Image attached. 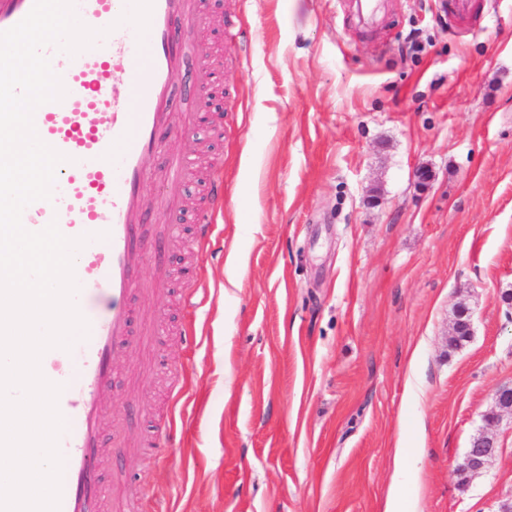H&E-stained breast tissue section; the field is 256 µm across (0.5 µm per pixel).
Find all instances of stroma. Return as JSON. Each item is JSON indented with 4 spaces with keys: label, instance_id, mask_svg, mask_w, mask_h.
<instances>
[{
    "label": "stroma",
    "instance_id": "stroma-1",
    "mask_svg": "<svg viewBox=\"0 0 512 512\" xmlns=\"http://www.w3.org/2000/svg\"><path fill=\"white\" fill-rule=\"evenodd\" d=\"M245 0L198 33L234 109L163 138L215 164L223 212L151 251L112 383L113 499L146 512H497L512 422L481 476L456 472L512 383V0ZM205 303L193 313L183 285ZM473 331L448 345L457 303ZM174 440L157 453L147 434Z\"/></svg>",
    "mask_w": 512,
    "mask_h": 512
}]
</instances>
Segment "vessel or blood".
I'll use <instances>...</instances> for the list:
<instances>
[{"label": "vessel or blood", "instance_id": "b4317fda", "mask_svg": "<svg viewBox=\"0 0 512 512\" xmlns=\"http://www.w3.org/2000/svg\"><path fill=\"white\" fill-rule=\"evenodd\" d=\"M34 0H0V31L18 24ZM128 0H76L86 25L105 30L99 45L69 58L59 75L66 89L61 101L48 102L34 114L40 139L67 155L56 170L54 195L23 212L31 231L57 221L75 238L95 236L77 258L76 303L90 326L89 341L75 345L80 373L70 379L60 369L59 350L47 351L41 369L61 384L58 408L70 428L59 437L65 460L60 512H106L107 460L120 454L121 442L106 444L104 434L116 409L106 390L116 361L132 342L133 301L143 285L142 270L156 242L144 230L150 207L145 185L158 178L164 201L175 205V191L189 173L185 158L168 154L159 174L150 160L162 137L186 129L191 117L172 109V91L187 54H195L201 79L197 100L210 94V58L195 45L194 35L207 24V0H153L146 37L123 22ZM126 94L119 97L115 86ZM209 204L194 218L200 241H209L224 200V182L213 175L205 183Z\"/></svg>", "mask_w": 512, "mask_h": 512}]
</instances>
